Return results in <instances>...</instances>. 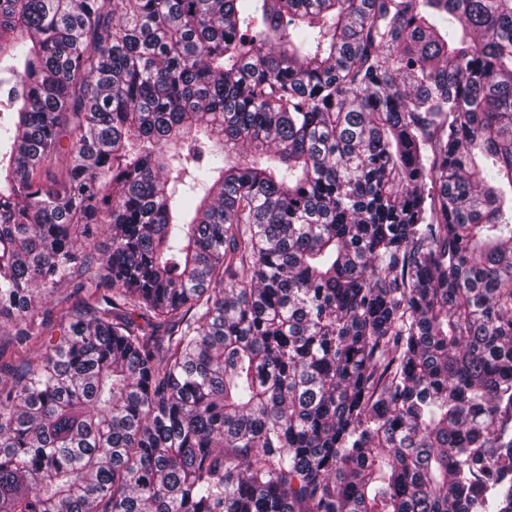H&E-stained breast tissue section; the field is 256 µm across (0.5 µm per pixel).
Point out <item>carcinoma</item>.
<instances>
[{
    "instance_id": "obj_1",
    "label": "carcinoma",
    "mask_w": 512,
    "mask_h": 512,
    "mask_svg": "<svg viewBox=\"0 0 512 512\" xmlns=\"http://www.w3.org/2000/svg\"><path fill=\"white\" fill-rule=\"evenodd\" d=\"M5 62L0 512H512V0H0Z\"/></svg>"
}]
</instances>
